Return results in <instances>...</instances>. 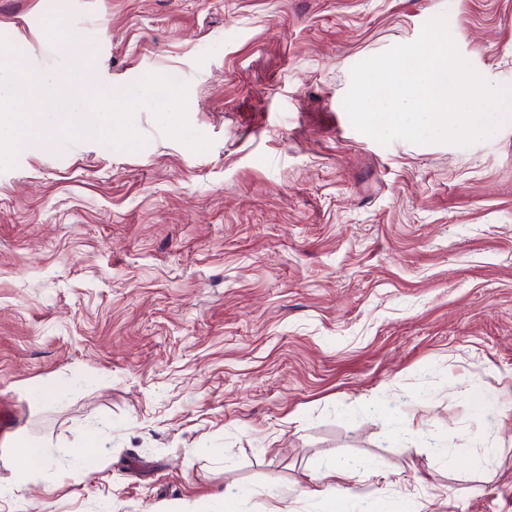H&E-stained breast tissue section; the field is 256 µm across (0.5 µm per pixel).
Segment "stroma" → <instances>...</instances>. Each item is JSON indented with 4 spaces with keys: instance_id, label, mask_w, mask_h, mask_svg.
<instances>
[{
    "instance_id": "35a3bbf8",
    "label": "stroma",
    "mask_w": 512,
    "mask_h": 512,
    "mask_svg": "<svg viewBox=\"0 0 512 512\" xmlns=\"http://www.w3.org/2000/svg\"><path fill=\"white\" fill-rule=\"evenodd\" d=\"M446 15L512 96V0H0L21 65L132 92L179 72L203 152L67 140L0 170V512H512V117L383 146L360 61ZM94 451L75 467L69 449ZM19 449L15 461V471L20 470L21 474L29 470L43 468L49 464V455L39 443H25ZM350 471L351 465L348 463L327 465L314 478L315 481L320 482L321 487L313 490L312 493L323 502L324 511L335 512L337 509L341 512L345 511L336 503V487L341 486V483L348 478Z\"/></svg>"
}]
</instances>
